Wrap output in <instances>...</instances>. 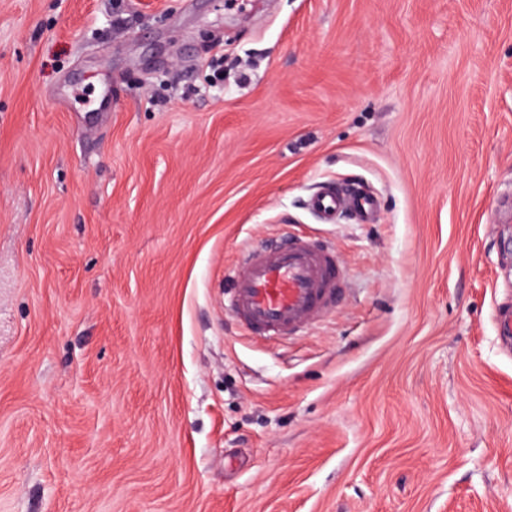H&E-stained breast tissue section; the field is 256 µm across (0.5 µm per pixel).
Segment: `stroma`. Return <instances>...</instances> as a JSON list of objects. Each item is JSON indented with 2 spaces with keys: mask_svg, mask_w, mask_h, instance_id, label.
Wrapping results in <instances>:
<instances>
[{
  "mask_svg": "<svg viewBox=\"0 0 512 512\" xmlns=\"http://www.w3.org/2000/svg\"><path fill=\"white\" fill-rule=\"evenodd\" d=\"M511 198L512 0H0V512H512ZM308 205L327 224H332L345 211H356L368 220L377 209L376 199L355 185H324L310 196ZM227 280L231 312L265 339L298 331L323 317L342 291L334 251L306 241L252 250Z\"/></svg>",
  "mask_w": 512,
  "mask_h": 512,
  "instance_id": "1",
  "label": "stroma"
}]
</instances>
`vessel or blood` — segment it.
I'll list each match as a JSON object with an SVG mask.
<instances>
[{
  "instance_id": "1",
  "label": "vessel or blood",
  "mask_w": 512,
  "mask_h": 512,
  "mask_svg": "<svg viewBox=\"0 0 512 512\" xmlns=\"http://www.w3.org/2000/svg\"><path fill=\"white\" fill-rule=\"evenodd\" d=\"M308 205L330 224L345 211L370 217L377 201L356 186L327 184L310 196ZM227 280L231 312L253 334L265 339L298 331L323 317L341 294L336 254L306 241L252 250Z\"/></svg>"
}]
</instances>
